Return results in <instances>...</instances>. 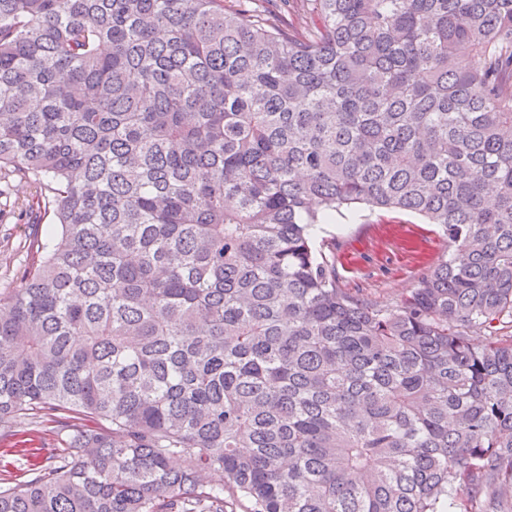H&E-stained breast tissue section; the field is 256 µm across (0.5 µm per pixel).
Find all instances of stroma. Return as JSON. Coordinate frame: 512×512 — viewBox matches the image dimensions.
<instances>
[{"label": "stroma", "instance_id": "1", "mask_svg": "<svg viewBox=\"0 0 512 512\" xmlns=\"http://www.w3.org/2000/svg\"><path fill=\"white\" fill-rule=\"evenodd\" d=\"M36 185L15 184L0 196V292L14 287L32 260L34 239L45 237L48 223L32 224L28 203ZM315 246L336 266V285L384 308L400 303L418 284L421 274L447 259L450 248L438 226L404 211H359L322 225ZM56 434L36 424L29 414L0 426V472L24 481L22 459L16 448L41 449L40 461L54 462Z\"/></svg>", "mask_w": 512, "mask_h": 512}]
</instances>
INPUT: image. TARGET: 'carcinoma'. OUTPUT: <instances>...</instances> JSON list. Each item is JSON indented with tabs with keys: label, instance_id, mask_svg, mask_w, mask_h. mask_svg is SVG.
<instances>
[{
	"label": "carcinoma",
	"instance_id": "cac0c4a2",
	"mask_svg": "<svg viewBox=\"0 0 512 512\" xmlns=\"http://www.w3.org/2000/svg\"><path fill=\"white\" fill-rule=\"evenodd\" d=\"M0 0V512H512V0ZM438 225L398 306L315 230ZM483 341L476 343L472 336ZM11 193L0 196V292L14 288L23 269L31 263L32 243L43 239L51 224V215L39 225L30 224L28 203L39 188L35 184L14 183ZM31 414H20L7 426H0V473L2 478H9L3 482H23L27 476L24 474V462L21 456H16L11 452L12 448H48L41 454V464L51 465L55 462V456L60 453L54 448L61 449L58 437L48 428L36 424ZM23 441H25L23 443ZM7 470V473L3 471ZM6 475V476H4Z\"/></svg>",
	"mask_w": 512,
	"mask_h": 512
}]
</instances>
